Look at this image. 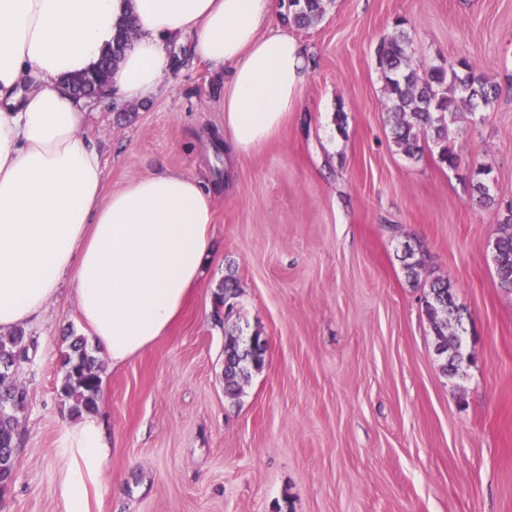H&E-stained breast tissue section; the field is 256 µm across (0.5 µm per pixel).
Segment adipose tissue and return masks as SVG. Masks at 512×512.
<instances>
[{
    "label": "adipose tissue",
    "mask_w": 512,
    "mask_h": 512,
    "mask_svg": "<svg viewBox=\"0 0 512 512\" xmlns=\"http://www.w3.org/2000/svg\"><path fill=\"white\" fill-rule=\"evenodd\" d=\"M276 0H0V333L41 319L70 282L100 357L122 367L166 336L212 260V194L194 179L156 174L104 194L88 121L61 81L91 70L116 26L136 33L115 80L122 98H153L171 66L169 42L229 69L224 133L237 157L281 129L310 63L276 25ZM61 498L88 512L110 452L105 423L67 429Z\"/></svg>",
    "instance_id": "adipose-tissue-1"
}]
</instances>
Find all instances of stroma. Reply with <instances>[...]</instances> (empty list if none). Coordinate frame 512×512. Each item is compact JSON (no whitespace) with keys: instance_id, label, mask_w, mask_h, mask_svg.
Masks as SVG:
<instances>
[{"instance_id":"stroma-1","label":"stroma","mask_w":512,"mask_h":512,"mask_svg":"<svg viewBox=\"0 0 512 512\" xmlns=\"http://www.w3.org/2000/svg\"><path fill=\"white\" fill-rule=\"evenodd\" d=\"M314 27L282 23L310 77L276 136L234 159L224 75L172 43L159 93L87 99L85 136L104 188L177 172L214 192L217 256L169 334L104 367L97 414L111 437L89 512H512V292L494 259L497 213L474 172L512 201V0H325ZM408 22L413 63L469 58L496 80L494 107L459 113L449 148L398 153L375 48ZM344 110L346 124L335 115ZM421 247V284L407 246ZM234 274L238 313L267 338L265 365L224 393L213 293ZM448 281L462 315L458 376L445 374L424 312ZM70 289L27 331L34 366L16 476L0 512H64L58 355L78 328ZM491 172V169L488 167H480L475 172V180L472 185L479 201L489 207H493L496 204V199L490 193Z\"/></svg>"}]
</instances>
